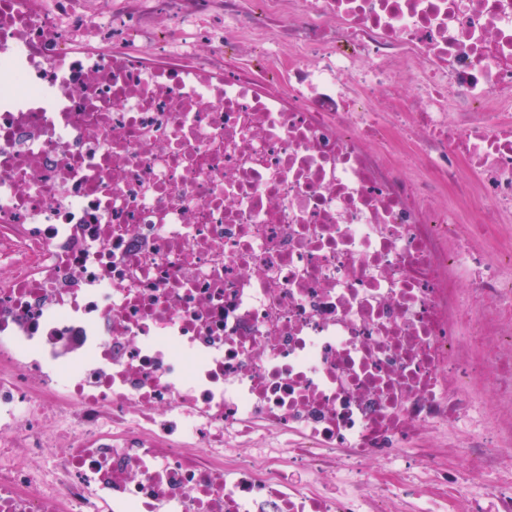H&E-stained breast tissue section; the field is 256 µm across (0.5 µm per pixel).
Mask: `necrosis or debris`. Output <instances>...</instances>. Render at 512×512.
Wrapping results in <instances>:
<instances>
[{
    "label": "necrosis or debris",
    "mask_w": 512,
    "mask_h": 512,
    "mask_svg": "<svg viewBox=\"0 0 512 512\" xmlns=\"http://www.w3.org/2000/svg\"><path fill=\"white\" fill-rule=\"evenodd\" d=\"M510 218L512 0H0V512H512Z\"/></svg>",
    "instance_id": "necrosis-or-debris-1"
}]
</instances>
